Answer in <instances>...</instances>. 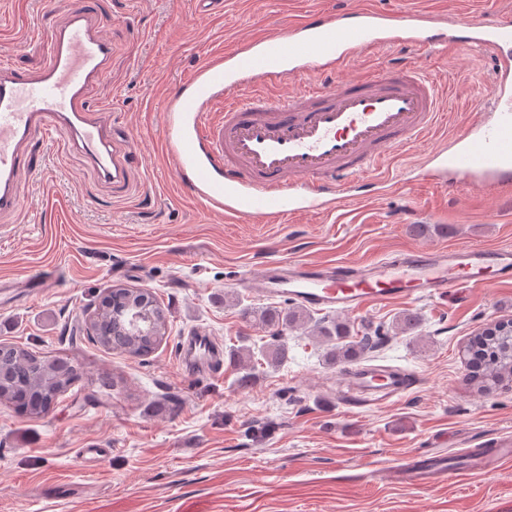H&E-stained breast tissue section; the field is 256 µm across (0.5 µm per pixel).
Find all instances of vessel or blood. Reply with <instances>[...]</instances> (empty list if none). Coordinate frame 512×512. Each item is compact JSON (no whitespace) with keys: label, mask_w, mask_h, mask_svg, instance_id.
Instances as JSON below:
<instances>
[{"label":"vessel or blood","mask_w":512,"mask_h":512,"mask_svg":"<svg viewBox=\"0 0 512 512\" xmlns=\"http://www.w3.org/2000/svg\"><path fill=\"white\" fill-rule=\"evenodd\" d=\"M78 0L69 21L54 29L41 69L27 73L0 63V212L20 210L26 152L40 135L82 153L92 168L123 187L135 153L131 133H116L87 92L100 80L113 42L94 12ZM460 34L434 33L422 19H398L355 9L316 12L289 27L202 64L181 83L164 113L162 133L179 185L211 211L254 221L285 222L322 214L370 183L381 162L412 146L444 119L447 89L406 62L356 81L335 73L360 52L403 46L439 54L448 44L494 55L493 94L485 111L428 153L418 176L449 189L495 193L512 188V17L472 16ZM329 84L307 83L308 74ZM286 97L274 90L288 81ZM512 283V245L413 246L368 263L277 261L251 268L233 282L308 309L348 315L413 296L446 299L489 283ZM207 342L191 336L179 357L221 364ZM349 393L341 404L381 406L408 389L402 370L358 362L345 368ZM482 461L449 464L443 453H417L389 468L390 484L443 488L467 481Z\"/></svg>","instance_id":"vessel-or-blood-1"}]
</instances>
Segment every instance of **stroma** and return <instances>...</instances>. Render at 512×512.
Masks as SVG:
<instances>
[{
	"label": "stroma",
	"mask_w": 512,
	"mask_h": 512,
	"mask_svg": "<svg viewBox=\"0 0 512 512\" xmlns=\"http://www.w3.org/2000/svg\"><path fill=\"white\" fill-rule=\"evenodd\" d=\"M74 0H0V50L31 71L45 41L70 17ZM371 7L384 13L494 18L512 0H224L199 15L195 0H95L114 50L88 98L114 105L119 125L139 135L142 158L112 187L83 154L35 139L22 206L0 216V343L76 361L82 375L49 413L32 418L0 403V512H512V463H487L459 486L386 484L374 470L413 453L456 455L512 432V387L481 393L466 385L462 349L487 324L512 318V284L452 299L381 304L352 316L373 337L369 364L406 370L413 386L378 407L336 403L341 367L318 339L288 335V359L259 366L239 388V370L188 373L181 338L209 333L219 352L238 336L262 343L240 305L268 306L257 292L224 295L226 281L267 260H354L413 245L512 244V195L486 196L411 182L408 191L365 192L338 211L285 224L248 223L206 211L174 180L159 114L181 81L225 50L296 23L316 10ZM408 60L446 81L449 130H459L493 92L494 58L448 47L441 55L404 47L371 50L341 71L355 80ZM415 203L405 221L402 211ZM443 226L415 235L411 224ZM49 277L47 294L23 292L28 276ZM150 289L168 335L149 355L109 351L70 328L86 320L112 285ZM416 314L415 332H402ZM112 380L100 396V376Z\"/></svg>",
	"instance_id": "35a3bbf8"
}]
</instances>
